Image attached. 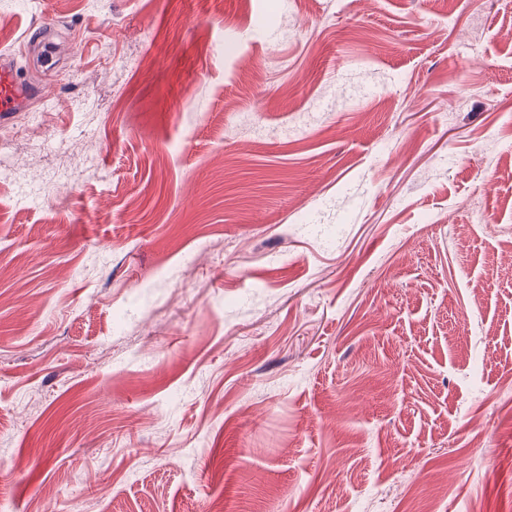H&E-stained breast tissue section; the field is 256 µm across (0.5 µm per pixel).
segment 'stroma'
I'll use <instances>...</instances> for the list:
<instances>
[{
  "instance_id": "stroma-1",
  "label": "stroma",
  "mask_w": 512,
  "mask_h": 512,
  "mask_svg": "<svg viewBox=\"0 0 512 512\" xmlns=\"http://www.w3.org/2000/svg\"><path fill=\"white\" fill-rule=\"evenodd\" d=\"M2 52L54 149L0 512H512V0H0Z\"/></svg>"
}]
</instances>
